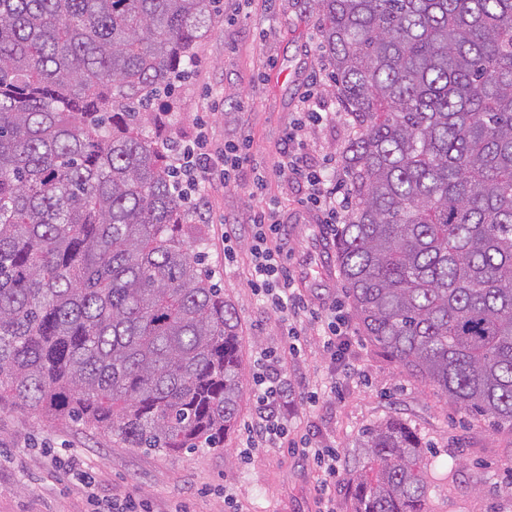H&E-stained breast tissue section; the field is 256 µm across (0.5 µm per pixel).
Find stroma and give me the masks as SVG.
<instances>
[{"mask_svg": "<svg viewBox=\"0 0 512 512\" xmlns=\"http://www.w3.org/2000/svg\"><path fill=\"white\" fill-rule=\"evenodd\" d=\"M193 59L173 96L151 104L161 136L185 145L202 134L217 153L245 133L253 154L235 179L201 191L190 209L205 236L203 265L241 325L246 387L237 424L220 447L164 455L109 442L68 419L2 405L0 512H103L131 491L155 512H351L350 481L364 461L359 442L391 417L410 425L434 456L431 512H512V432L495 430L488 418L470 416L437 388L414 381L364 336L347 306L332 235L303 206V188L277 168L305 92H314L318 111L329 115L306 131L312 163L343 155L357 132L328 91L331 63L303 0H219ZM258 181L288 226L296 285L311 302L343 305L350 332L334 361L323 349L322 323L301 317L292 324L302 352L286 368L295 390L287 448L247 447L246 426L256 412L257 358L280 347L291 324L249 288L247 242L234 243V261L224 260V219L247 217L257 206L250 190ZM314 448L335 449V480L326 481ZM87 474L94 482L85 490Z\"/></svg>", "mask_w": 512, "mask_h": 512, "instance_id": "obj_1", "label": "stroma"}]
</instances>
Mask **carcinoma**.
I'll return each mask as SVG.
<instances>
[{"instance_id": "cac0c4a2", "label": "carcinoma", "mask_w": 512, "mask_h": 512, "mask_svg": "<svg viewBox=\"0 0 512 512\" xmlns=\"http://www.w3.org/2000/svg\"><path fill=\"white\" fill-rule=\"evenodd\" d=\"M216 0H0V403L165 454L216 448L240 323L145 134ZM359 130L336 267L365 336L512 431V0H307ZM353 512H430L420 438L360 441Z\"/></svg>"}]
</instances>
